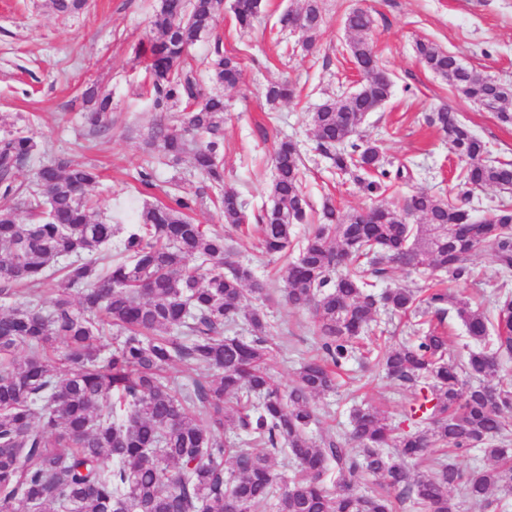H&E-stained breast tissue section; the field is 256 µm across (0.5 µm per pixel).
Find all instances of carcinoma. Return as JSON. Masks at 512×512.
Segmentation results:
<instances>
[{
	"mask_svg": "<svg viewBox=\"0 0 512 512\" xmlns=\"http://www.w3.org/2000/svg\"><path fill=\"white\" fill-rule=\"evenodd\" d=\"M261 10L262 0L233 4L242 30ZM217 14V0H193L189 10L184 0H160L152 19L159 37L144 54L155 107L183 105L181 114L156 123L158 156L174 162L192 151L224 223L238 227L244 206L224 184V96L185 66L188 48L213 35ZM322 21L320 0H304L276 24L299 27L312 45ZM372 26L366 9H349L348 50L362 83L311 116L318 149L370 193L390 171L378 145L352 137L394 86L368 38ZM416 50L459 96L512 123L511 111L492 105L512 97V85L480 77L431 41ZM208 64L214 83H239L240 62L224 53L218 36ZM84 97L90 130H112L111 94L91 86ZM294 98L287 82L266 89L271 105ZM430 122L462 162L459 185L512 192V163L493 157L458 112L441 108ZM36 150L20 132L0 139V300L10 302L0 307V512H258L271 501L278 512H394L395 502L407 500L424 512H457V496L483 508L495 490L512 497V383H472L495 375L500 358L512 355L508 284L493 285L486 312L451 297L441 281L367 292L398 268L426 265L466 280L467 261L483 248L512 270V208L502 204L479 218L424 191L367 213H342L325 201L320 223L283 277L288 304L313 313L322 356L305 361L285 390L264 367L270 341L258 303L269 285L227 260L224 235L191 221L198 195L145 207L125 232L95 218L88 189L99 172L75 156L43 165L27 187L18 184L16 170ZM272 165L274 205L260 216V241L266 255L286 257L292 226L306 221L308 207L295 144L279 143ZM17 202L27 209L25 222L15 216ZM415 215L420 223L407 222ZM55 280L63 287L46 308L40 292ZM380 304L410 319L416 336L377 346L372 367L410 389L402 412L422 428L399 432L385 412L367 405L353 410L349 438L310 437L319 422L313 399L335 389L336 371L356 358L357 340ZM450 306L476 345L459 362L448 357L442 328ZM238 319L252 339L224 335ZM175 364L195 374L191 384L166 375ZM229 427L245 438L224 441ZM481 444L486 467L466 472L450 461ZM256 445L267 452L250 451ZM385 447L399 449L398 460L385 457ZM434 448L442 453L431 455ZM283 450L298 466L288 481L270 464V454ZM424 462L433 474H412ZM366 474L381 491H357Z\"/></svg>",
	"mask_w": 512,
	"mask_h": 512,
	"instance_id": "carcinoma-1",
	"label": "carcinoma"
}]
</instances>
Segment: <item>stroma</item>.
Segmentation results:
<instances>
[{
  "label": "stroma",
  "mask_w": 512,
  "mask_h": 512,
  "mask_svg": "<svg viewBox=\"0 0 512 512\" xmlns=\"http://www.w3.org/2000/svg\"><path fill=\"white\" fill-rule=\"evenodd\" d=\"M159 4L87 0L84 9L62 15L49 0H0V137L21 129L38 144L18 170V183L27 184L35 169L52 157H79L100 173L89 190L98 216L125 225L133 224L144 206L168 201L175 193L206 192L190 160L169 167L152 157L149 142L160 112L146 93L148 75L137 51L156 36L151 19ZM301 5L302 0H263L260 16L245 31L236 26L231 6H224L218 16L216 32L225 52L242 63L240 83L223 91L224 182L238 192L248 216L271 203V155L284 138L294 140L301 154L311 222L318 221L328 198L341 210H360L419 190L445 201L465 200L477 216L500 203L512 206V193L494 187L462 193L455 173L460 161L426 118L439 108H453L471 132L506 161H512V124H502L495 113L461 98L424 66L415 50L417 41H434L465 66L512 84V0H322L324 23L310 50L300 34L275 26L283 10ZM355 5L370 12L374 23L369 36L382 67L394 79L390 100L367 117L359 135L381 147L386 169L393 173L404 164L411 172L404 179H387L379 198L352 178L336 175L330 160L316 149L310 122L317 105L361 81L347 51L344 25ZM284 79L297 83L299 98L269 105L267 86ZM91 82L112 94L115 122L103 136L91 135L83 119L82 91ZM147 168L154 178L146 191L139 173ZM192 219L223 233L232 260L250 266L270 283L273 299L266 312L272 345L267 368L275 381L288 386L302 359L317 354L318 339L311 314L284 300V260L262 257L256 229L242 232L226 224L210 200L200 202ZM469 264L472 278L448 281V292L472 308L489 309L494 284H512V271L503 272L488 249L473 255ZM405 397L384 372L364 370L353 360L339 376L335 392L315 398L313 406L327 425L345 436L355 405L383 407L398 425Z\"/></svg>",
  "instance_id": "stroma-1"
}]
</instances>
